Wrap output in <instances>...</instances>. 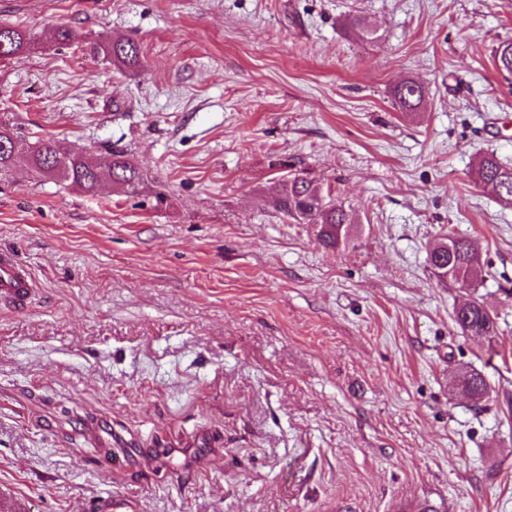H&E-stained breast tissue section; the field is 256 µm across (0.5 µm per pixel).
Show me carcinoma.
<instances>
[{
	"mask_svg": "<svg viewBox=\"0 0 512 512\" xmlns=\"http://www.w3.org/2000/svg\"><path fill=\"white\" fill-rule=\"evenodd\" d=\"M38 43V36L27 29L0 25V59L28 50ZM512 42L501 43L495 51L494 64L499 73L512 75ZM93 54L104 55L119 68L140 66V49L131 39L102 41L89 44ZM426 90L418 82L408 79L394 90V98L401 110L416 111L425 99ZM38 174L62 177L85 191H93L106 177L124 192L134 194L142 183V175L127 151L116 148L103 163L87 155L72 152L52 140L42 141L30 148L25 156L0 151V178L10 173L20 159ZM283 171L269 179L264 188L265 197L283 215L297 224H313L317 236L327 248L347 243L355 227L343 203L324 190L318 179L306 170H296L291 164H281ZM476 183L497 200L512 198V165L502 163L496 155L483 156L475 170ZM427 261L433 275L440 281L452 282L461 288L485 279L488 264L482 260L475 244L462 236H444L436 240L428 251ZM498 316L476 298H469L453 311V322L465 336L493 339L498 335ZM452 392L478 406L489 396L487 382L481 372L463 368L451 382Z\"/></svg>",
	"mask_w": 512,
	"mask_h": 512,
	"instance_id": "1",
	"label": "carcinoma"
}]
</instances>
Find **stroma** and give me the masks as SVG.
<instances>
[{
	"label": "stroma",
	"mask_w": 512,
	"mask_h": 512,
	"mask_svg": "<svg viewBox=\"0 0 512 512\" xmlns=\"http://www.w3.org/2000/svg\"><path fill=\"white\" fill-rule=\"evenodd\" d=\"M364 16L373 34L348 32ZM37 50L0 59V120L20 148L127 150L137 194L18 166L0 181V249L29 266V309L0 304V512H512V0H0ZM74 30L71 44L54 28ZM131 39L119 70L87 42ZM426 89L418 114L392 90ZM309 170L357 232L324 249L260 194ZM167 201L157 205V194ZM488 264L464 290L430 242ZM497 314L490 341L453 308ZM480 371L483 406L451 394ZM128 446L121 473L92 428ZM157 448L190 450L196 471ZM475 174L476 183L497 200L512 198V165L502 163L491 153L479 160ZM427 261L433 275L440 281L452 282L460 288H470L484 280L488 264L482 260L475 244L462 236H444L428 251ZM498 316L476 298H469L453 311V322L463 335L485 338L489 341L498 335Z\"/></svg>",
	"instance_id": "1"
}]
</instances>
